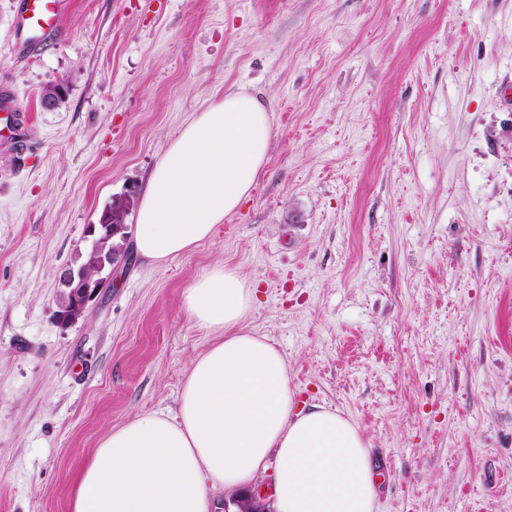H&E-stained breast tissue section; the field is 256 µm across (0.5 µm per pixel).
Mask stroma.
I'll use <instances>...</instances> for the list:
<instances>
[{
  "label": "stroma",
  "mask_w": 512,
  "mask_h": 512,
  "mask_svg": "<svg viewBox=\"0 0 512 512\" xmlns=\"http://www.w3.org/2000/svg\"><path fill=\"white\" fill-rule=\"evenodd\" d=\"M0 0V512H68L112 429L175 414L224 263L298 404L363 434L379 512H512V0H66L18 49ZM63 83V103L41 105ZM265 104L250 198L163 265L132 243L77 321L64 271L228 89ZM18 107L14 104L13 100H5L2 103L1 108V96H0V130L7 128L14 136L18 135V130L23 121V112H18Z\"/></svg>",
  "instance_id": "35a3bbf8"
}]
</instances>
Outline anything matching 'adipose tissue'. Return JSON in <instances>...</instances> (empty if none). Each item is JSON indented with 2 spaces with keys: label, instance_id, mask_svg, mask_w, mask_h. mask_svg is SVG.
<instances>
[{
  "label": "adipose tissue",
  "instance_id": "1",
  "mask_svg": "<svg viewBox=\"0 0 512 512\" xmlns=\"http://www.w3.org/2000/svg\"><path fill=\"white\" fill-rule=\"evenodd\" d=\"M271 138L266 107L241 90L195 113L143 189L136 254L159 264L209 240L250 197ZM254 300L220 263L185 288V311L217 340L191 362L175 415L136 418L99 442L69 512H214L217 491L247 489L271 466L276 512H377L362 434L334 409L297 405L285 356L245 326Z\"/></svg>",
  "mask_w": 512,
  "mask_h": 512
}]
</instances>
